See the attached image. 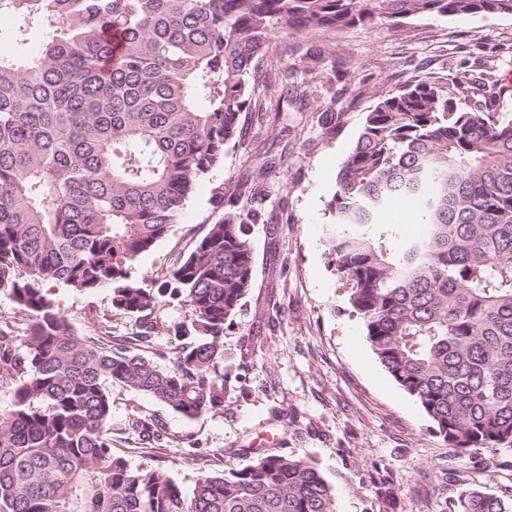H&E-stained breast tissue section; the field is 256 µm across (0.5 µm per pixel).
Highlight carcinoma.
<instances>
[{
  "label": "carcinoma",
  "mask_w": 512,
  "mask_h": 512,
  "mask_svg": "<svg viewBox=\"0 0 512 512\" xmlns=\"http://www.w3.org/2000/svg\"><path fill=\"white\" fill-rule=\"evenodd\" d=\"M512 15V0H0V293L26 318L19 352L0 326V512H336L312 463L258 452L186 488L112 454L109 379L185 417L224 409V326L253 288L250 225L229 212L143 286L135 261L165 238L225 147L288 96V67L262 70L278 33L392 29L425 14ZM45 38L37 48L30 35ZM120 37L113 45L110 34ZM479 78L427 74L379 96L337 175L329 251L380 364L448 445L512 448V117ZM260 200L242 180L226 197ZM414 206L405 235L381 215ZM111 290L135 314L128 344L77 335L45 286ZM183 304L168 367L140 352L155 309ZM456 512H512L462 490Z\"/></svg>",
  "instance_id": "1"
}]
</instances>
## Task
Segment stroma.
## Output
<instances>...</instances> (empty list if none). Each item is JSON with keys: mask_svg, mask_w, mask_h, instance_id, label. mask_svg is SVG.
I'll return each mask as SVG.
<instances>
[{"mask_svg": "<svg viewBox=\"0 0 512 512\" xmlns=\"http://www.w3.org/2000/svg\"><path fill=\"white\" fill-rule=\"evenodd\" d=\"M269 59L294 67L309 91L307 107L267 113L260 134L226 147L223 164L198 181L179 223L132 269L147 283L164 272L186 245L187 229L201 234L220 218L214 187H233L271 162L262 206L273 221L251 227L255 283L224 329V409L186 418L109 383L113 453L188 487L199 473L247 465L250 448L271 433L280 439L278 452L317 466L335 493L336 512H454L462 487L512 491L511 449L448 447L382 367L327 242L338 171L380 92L429 72L446 80L467 69L500 82L512 74V15H416L378 34L359 27L280 33ZM332 98L345 112L333 130L322 122ZM49 295L78 335L108 331L124 339L138 329L136 317L113 311L110 289L85 295L54 283ZM157 315L164 329L143 352L165 367L175 354L171 330L189 312L165 304ZM141 418L158 421L163 439L140 440Z\"/></svg>", "mask_w": 512, "mask_h": 512, "instance_id": "obj_1", "label": "stroma"}]
</instances>
